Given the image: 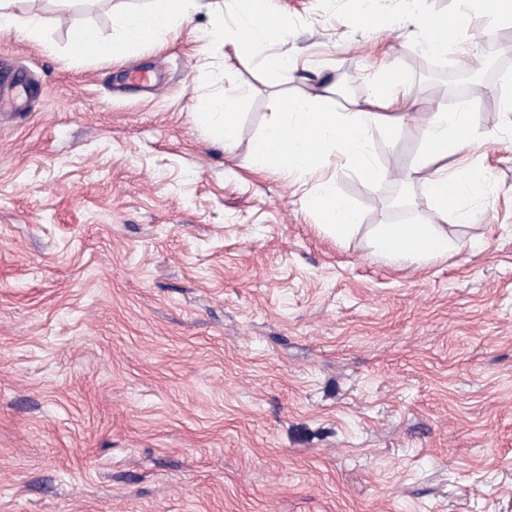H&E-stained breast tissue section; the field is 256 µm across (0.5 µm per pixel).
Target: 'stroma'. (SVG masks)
<instances>
[{"label":"stroma","mask_w":512,"mask_h":512,"mask_svg":"<svg viewBox=\"0 0 512 512\" xmlns=\"http://www.w3.org/2000/svg\"><path fill=\"white\" fill-rule=\"evenodd\" d=\"M142 3L18 0L45 43L0 31V77L26 78L0 116V512H512V25L425 0L456 25L440 59L405 0H278L284 69L208 43L205 10L161 46L69 51ZM379 84L415 101L367 134L389 179L247 168L275 94L351 112ZM466 90L488 191L447 257H374L376 225L431 220L400 175ZM225 92L228 148L197 117ZM330 176L359 215L341 241L307 205Z\"/></svg>","instance_id":"stroma-1"}]
</instances>
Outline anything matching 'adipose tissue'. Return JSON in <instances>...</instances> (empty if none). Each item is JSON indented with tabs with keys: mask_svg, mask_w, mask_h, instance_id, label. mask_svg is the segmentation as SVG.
<instances>
[{
	"mask_svg": "<svg viewBox=\"0 0 512 512\" xmlns=\"http://www.w3.org/2000/svg\"><path fill=\"white\" fill-rule=\"evenodd\" d=\"M231 4L236 15L234 25H227L223 8H214L208 38L231 45L236 55L248 56L259 66L269 65L272 60L265 54L267 47L274 43L284 47L288 43L284 21L271 19L276 11L275 0H231ZM201 8L202 0H148L140 7L117 9L112 13L111 37H103L95 27L87 25L76 32L78 40L87 38V48H80L77 41L70 50L109 58L132 47L159 44ZM241 100L238 94L216 97L207 112L200 115L228 146L234 141ZM410 105L409 96L378 90L367 99L365 109L356 112L325 109L304 94L279 97L268 125L252 143L247 165L257 171L302 180L324 166L332 155L341 153L368 183H378L385 172L366 149L367 133L374 127L397 131ZM478 137L467 101L460 100L453 107H441L431 113L410 172L426 184L434 221L378 225L372 240L376 255L393 263L412 264L446 257L453 250L447 223L470 219L464 202L482 189L485 175L475 168L451 167L448 161ZM309 203L337 238H347L356 231L357 214L339 200L334 180L319 182Z\"/></svg>",
	"mask_w": 512,
	"mask_h": 512,
	"instance_id": "obj_1",
	"label": "adipose tissue"
}]
</instances>
